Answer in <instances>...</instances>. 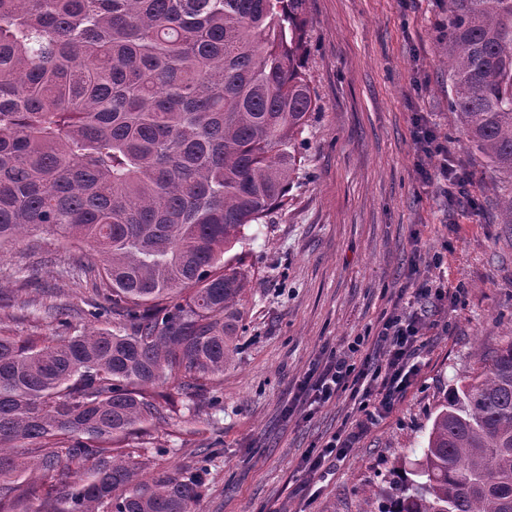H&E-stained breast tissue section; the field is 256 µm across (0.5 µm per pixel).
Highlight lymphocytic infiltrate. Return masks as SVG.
<instances>
[{
	"instance_id": "f902f5d3",
	"label": "lymphocytic infiltrate",
	"mask_w": 512,
	"mask_h": 512,
	"mask_svg": "<svg viewBox=\"0 0 512 512\" xmlns=\"http://www.w3.org/2000/svg\"><path fill=\"white\" fill-rule=\"evenodd\" d=\"M460 294V289L448 288L428 277L414 281L403 310L384 318L371 340L373 347L382 349V361L360 369L346 356L326 362L312 384L316 402H330L338 393L347 391L357 399L362 417L351 428L336 433L321 448L312 451L306 458L309 470L320 469L328 458L345 457L369 424L384 418L393 408L415 374L414 360L430 327L425 309H444Z\"/></svg>"
}]
</instances>
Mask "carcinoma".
Returning <instances> with one entry per match:
<instances>
[{"instance_id":"cac0c4a2","label":"carcinoma","mask_w":512,"mask_h":512,"mask_svg":"<svg viewBox=\"0 0 512 512\" xmlns=\"http://www.w3.org/2000/svg\"><path fill=\"white\" fill-rule=\"evenodd\" d=\"M306 0H0V248L45 231L114 329L0 331V512H195L201 469L141 448L157 388L221 408L245 269L224 259L285 205L317 98ZM448 110L512 181V0H448ZM33 448L35 460L12 453ZM84 464L45 494L19 479ZM379 512H512V336L444 397Z\"/></svg>"}]
</instances>
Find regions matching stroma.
<instances>
[{
	"label": "stroma",
	"instance_id": "stroma-1",
	"mask_svg": "<svg viewBox=\"0 0 512 512\" xmlns=\"http://www.w3.org/2000/svg\"><path fill=\"white\" fill-rule=\"evenodd\" d=\"M307 77L317 96L282 209L253 225L241 253L250 273L237 351L216 379L213 420L164 416L158 472L204 460L196 512H378L398 475L421 457L444 394L480 371L512 334V224L498 202L507 188L468 148L448 110L445 0H307ZM427 118L469 181L452 205L423 183L412 130ZM424 259L413 267L414 242ZM28 236L0 249V327L26 335L50 319L22 317L24 301L71 309L74 331L92 329L78 307L94 295L69 255ZM464 288L435 316L413 385L355 448L307 476L302 460L357 418L348 393L316 409L297 395L327 357L382 360L374 336L416 275Z\"/></svg>",
	"mask_w": 512,
	"mask_h": 512
}]
</instances>
